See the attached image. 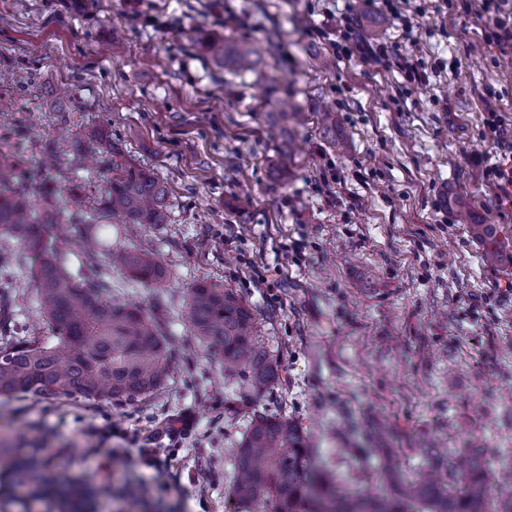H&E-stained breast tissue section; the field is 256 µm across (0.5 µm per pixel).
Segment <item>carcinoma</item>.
<instances>
[{
    "instance_id": "cac0c4a2",
    "label": "carcinoma",
    "mask_w": 512,
    "mask_h": 512,
    "mask_svg": "<svg viewBox=\"0 0 512 512\" xmlns=\"http://www.w3.org/2000/svg\"><path fill=\"white\" fill-rule=\"evenodd\" d=\"M212 60L226 69L255 72L267 66L265 50L249 41L208 36L201 41ZM57 138L42 145L51 159L67 155L68 165L83 166L81 151L66 153L74 131L66 110L55 109ZM86 149L108 168L101 192L90 198L72 193L57 206L58 182L0 163V236L14 241L30 263V281L48 328L0 333V397L80 398L92 404L138 402L163 389L171 361L156 320L142 308L112 305L99 296L101 285L68 273L47 238L48 226L75 246L89 245L98 224L115 216L136 233L147 225L169 223L168 189L149 171L127 159L112 134L93 127L82 135ZM475 238L501 257L492 224H472ZM113 267L150 286L167 280L157 256L136 248L112 251L100 245ZM189 320L194 332L224 363V376L249 396L274 382L278 365L256 337L253 309L231 288L200 282L191 288ZM231 494L243 512H512V495L492 510L486 478L474 462L448 464V478L407 485L399 496L369 501L359 490L333 481L310 466L306 436L280 412L254 414L235 445ZM37 448H0V495L14 504L20 488L28 501H48L55 512H95L102 487L94 479L65 483L48 473Z\"/></svg>"
}]
</instances>
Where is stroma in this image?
I'll list each match as a JSON object with an SVG mask.
<instances>
[{
  "instance_id": "1",
  "label": "stroma",
  "mask_w": 512,
  "mask_h": 512,
  "mask_svg": "<svg viewBox=\"0 0 512 512\" xmlns=\"http://www.w3.org/2000/svg\"><path fill=\"white\" fill-rule=\"evenodd\" d=\"M399 8L411 34L373 0H0L14 102L0 152L22 126L37 161L53 107L68 106L74 131L109 122L113 142L169 190L170 223L136 237L100 230L113 248L156 253L164 287L109 268L105 254L61 250L73 276L103 273L104 301L157 320L172 359L165 388L135 405L0 401L8 445L105 485L97 512H241L231 450L263 411L291 417L318 466L368 492L447 473L464 454L492 484L512 464V201L484 177L512 167L486 126L491 100L512 134V47L488 40L482 0ZM343 24L372 42L410 41L428 81L408 88L395 71L337 56ZM272 31L265 80L224 71L198 46L205 34L262 44ZM272 82L294 93L301 124L281 118ZM322 110L343 148L319 127ZM452 195L472 222L496 226L500 262L487 263ZM202 281L254 309L279 366L260 397L241 401L194 336L188 295ZM112 426L118 437L95 436ZM134 444L160 460L168 490L128 493L113 450Z\"/></svg>"
}]
</instances>
